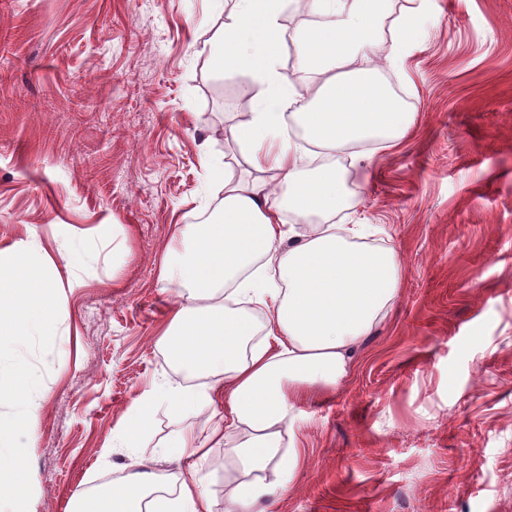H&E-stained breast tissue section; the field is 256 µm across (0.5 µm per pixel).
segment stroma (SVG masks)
Here are the masks:
<instances>
[{
	"mask_svg": "<svg viewBox=\"0 0 512 512\" xmlns=\"http://www.w3.org/2000/svg\"><path fill=\"white\" fill-rule=\"evenodd\" d=\"M233 0H0V240L67 267L52 366L28 432V512H71L137 470L179 491L211 411L157 409L140 448L114 446L166 377L204 389L159 346L174 227L215 203L209 168L239 156L244 69L211 61ZM384 80L415 112L404 143L348 177L338 224H372L403 266L387 320L336 391L288 426L302 463L275 512H512V0H431ZM129 254L110 249L112 225ZM227 448L202 461L224 512Z\"/></svg>",
	"mask_w": 512,
	"mask_h": 512,
	"instance_id": "1",
	"label": "stroma"
}]
</instances>
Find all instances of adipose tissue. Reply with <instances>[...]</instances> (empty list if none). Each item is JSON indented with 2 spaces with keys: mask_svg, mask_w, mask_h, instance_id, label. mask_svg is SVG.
Masks as SVG:
<instances>
[{
  "mask_svg": "<svg viewBox=\"0 0 512 512\" xmlns=\"http://www.w3.org/2000/svg\"><path fill=\"white\" fill-rule=\"evenodd\" d=\"M288 0H236L224 23L218 61L250 71L263 85L248 120L229 129L253 173L225 175L219 217L182 224L179 251L163 278L175 295L160 342L177 368L220 372L223 383L196 391L167 380L144 397L117 439L140 447L156 409L181 413L223 402L225 420L207 439L182 429L162 446L175 459L203 456L221 443L234 460L225 478L224 512L270 505L299 466L282 427L296 404L336 389L351 371L357 348L384 320L400 292L402 265L393 248L364 244L362 224L328 218L347 201L344 172L335 163L300 168L289 126L310 144L335 154L355 143L400 146L415 114L380 81L376 46L391 36L396 50L412 42L428 0H312L318 24L286 35ZM298 47L299 86L284 85L279 65L286 42ZM318 217L305 233L287 224ZM191 471L177 497L158 494V479L136 471L111 491L75 492L76 512H213Z\"/></svg>",
  "mask_w": 512,
  "mask_h": 512,
  "instance_id": "1",
  "label": "adipose tissue"
}]
</instances>
